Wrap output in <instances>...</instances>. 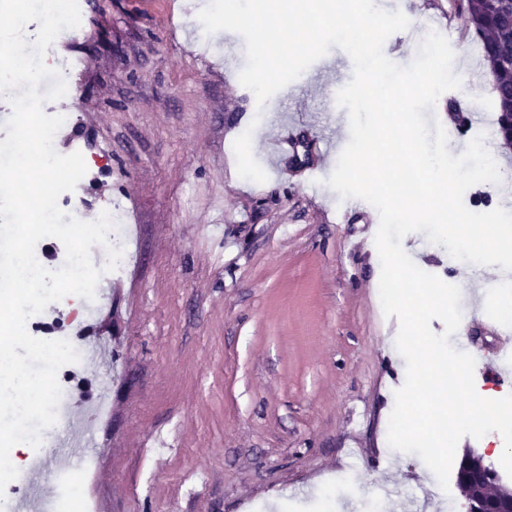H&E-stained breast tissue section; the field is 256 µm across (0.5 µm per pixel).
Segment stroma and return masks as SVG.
<instances>
[{"instance_id":"stroma-1","label":"stroma","mask_w":512,"mask_h":512,"mask_svg":"<svg viewBox=\"0 0 512 512\" xmlns=\"http://www.w3.org/2000/svg\"><path fill=\"white\" fill-rule=\"evenodd\" d=\"M375 3L410 20L384 44L396 64H411L434 30L480 71L475 81L457 69L460 88L434 114L444 124L449 104H479L471 133L512 176L466 0ZM199 29L187 0H154L147 12L138 0H84L79 33L55 40L78 61L74 120L58 148L107 155L80 218L120 207L117 229L132 238L127 268L98 281L111 301L80 312L112 349L89 380L112 413L88 428L95 471L72 470L68 486L108 512H465L457 488L443 490L417 455L387 441L406 363L387 349L399 323L371 286L378 211L347 208L326 184L333 166L308 184L316 149L302 163L289 151L274 166L266 158L272 135L308 139L289 128L292 115L348 144L332 98L352 78L349 54L331 48L261 106L239 81L244 39L228 31L201 47ZM402 246L446 283L469 275L424 233ZM479 287L461 300L450 342L478 354L476 390L497 399L512 393V357H497L495 331L512 321L492 277ZM497 370L506 386L486 380Z\"/></svg>"}]
</instances>
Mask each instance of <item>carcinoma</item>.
Segmentation results:
<instances>
[{"mask_svg":"<svg viewBox=\"0 0 512 512\" xmlns=\"http://www.w3.org/2000/svg\"><path fill=\"white\" fill-rule=\"evenodd\" d=\"M466 12L494 74L499 111H512V0H466Z\"/></svg>","mask_w":512,"mask_h":512,"instance_id":"cac0c4a2","label":"carcinoma"}]
</instances>
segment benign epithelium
<instances>
[{
    "label": "benign epithelium",
    "instance_id": "1",
    "mask_svg": "<svg viewBox=\"0 0 512 512\" xmlns=\"http://www.w3.org/2000/svg\"><path fill=\"white\" fill-rule=\"evenodd\" d=\"M496 483L485 456L474 449L466 451L456 469V485L467 503L468 512H512V491L500 485V492L487 496L483 487Z\"/></svg>",
    "mask_w": 512,
    "mask_h": 512
}]
</instances>
